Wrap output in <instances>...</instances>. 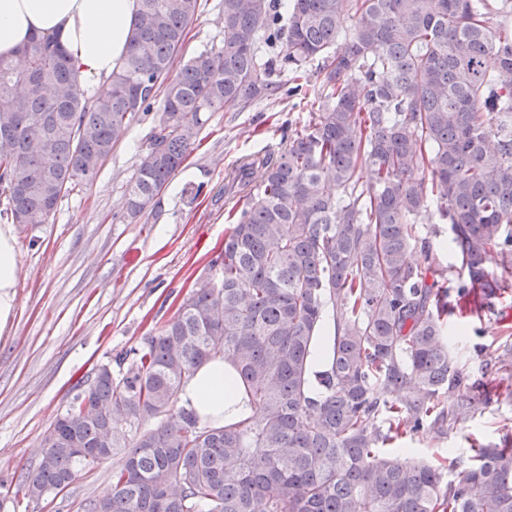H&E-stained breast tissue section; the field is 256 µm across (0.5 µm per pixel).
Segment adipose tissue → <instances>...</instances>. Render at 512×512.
Masks as SVG:
<instances>
[{"label": "adipose tissue", "instance_id": "1", "mask_svg": "<svg viewBox=\"0 0 512 512\" xmlns=\"http://www.w3.org/2000/svg\"><path fill=\"white\" fill-rule=\"evenodd\" d=\"M135 0H0V57L19 63L22 49L37 35L58 39L82 77L111 75L131 35ZM20 257L10 233L0 230V334L15 311ZM224 362L204 364L180 392L182 406L202 421L224 420Z\"/></svg>", "mask_w": 512, "mask_h": 512}]
</instances>
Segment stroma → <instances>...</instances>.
<instances>
[{"label": "stroma", "instance_id": "35a3bbf8", "mask_svg": "<svg viewBox=\"0 0 512 512\" xmlns=\"http://www.w3.org/2000/svg\"><path fill=\"white\" fill-rule=\"evenodd\" d=\"M222 0H200L175 66L223 38ZM308 118L303 101L285 97L244 112H215L180 172L163 189L156 211L125 220L124 190L155 132L138 116L91 184L77 185L44 224H7L21 269L16 307L0 338V512H84L110 486L114 461L81 472L70 489L39 504L17 494L21 471L40 461L42 436L64 412L78 382L137 347L174 313L195 279L224 245L225 217L236 198L227 190L243 157H277L283 129ZM501 321L462 320L448 326V348L464 372L477 373L488 352L502 349L512 327V288L497 306ZM512 426V399L490 405L435 438L406 442L415 456L466 462L475 446L498 443Z\"/></svg>", "mask_w": 512, "mask_h": 512}]
</instances>
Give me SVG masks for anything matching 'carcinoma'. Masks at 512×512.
<instances>
[{
    "label": "carcinoma",
    "instance_id": "1",
    "mask_svg": "<svg viewBox=\"0 0 512 512\" xmlns=\"http://www.w3.org/2000/svg\"><path fill=\"white\" fill-rule=\"evenodd\" d=\"M199 7L136 0L128 49L91 95L51 36L23 48L22 69L0 58V218L12 224L47 223L93 182L161 90L124 190L132 222L156 208L206 113L299 95L314 61L319 82L279 157L236 169L208 271L78 386L18 491L37 504L117 455L87 512H512V429L470 449L454 480L391 448L499 397L457 367L447 328L497 314L512 275V0H289L285 15L275 0H224L222 45L173 75ZM427 211L451 267L418 234ZM219 357L237 414L202 423L178 394Z\"/></svg>",
    "mask_w": 512,
    "mask_h": 512
}]
</instances>
